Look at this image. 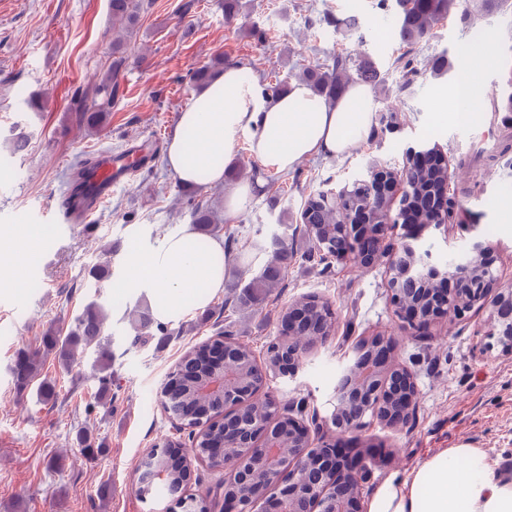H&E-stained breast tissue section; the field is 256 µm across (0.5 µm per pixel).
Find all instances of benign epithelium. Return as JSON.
<instances>
[{
  "label": "benign epithelium",
  "mask_w": 512,
  "mask_h": 512,
  "mask_svg": "<svg viewBox=\"0 0 512 512\" xmlns=\"http://www.w3.org/2000/svg\"><path fill=\"white\" fill-rule=\"evenodd\" d=\"M369 186L367 205L346 212L345 221L338 229L347 230L348 246L336 254L339 260H352L369 265L377 260L383 249L384 237L393 227L389 207L397 197L408 195L404 170L392 171L372 165L366 176L345 184L341 193L351 185ZM460 203L454 196L442 198L441 208L435 210L436 223L454 220ZM388 263L387 288L390 300L411 321L421 325L433 321H454L476 310L488 311V319L497 328L502 350L512 354V281L504 283L498 276L494 248L480 236H474L464 252L457 254L448 266L434 262L431 253L421 249L418 237H402L392 248ZM407 280L416 285L413 294L405 295L399 283ZM305 336L312 346L324 341L322 333L314 330L309 314L302 306L288 309V354L264 371L263 379L272 374H297L300 366L299 347L292 340ZM232 339L224 338L213 346L199 351L200 356L213 364V375L208 390L224 396V404L239 403L246 394L238 382L225 379L224 353ZM396 340L377 335L352 348L340 369L332 399L333 409L328 428L339 436L352 434L364 427L367 414L396 425L406 422L415 410L418 394L413 375L396 362ZM253 398L266 402L276 418L292 422L288 428V455L278 448L279 437L271 435V427L264 423L249 428L242 420L224 422L220 440L207 449L202 462L213 469L226 471L236 477L239 486L251 484L256 469L266 471L275 494L252 497L246 494L224 495L225 512H253L262 504L261 512H322L325 488L307 475L303 462H314L319 477L334 483L336 512H364L362 486L365 467H351L334 445L315 440L311 426L294 414L304 412V406L282 404L259 388ZM172 445L148 450L136 470L140 486L155 483V459L159 453H168Z\"/></svg>",
  "instance_id": "benign-epithelium-1"
}]
</instances>
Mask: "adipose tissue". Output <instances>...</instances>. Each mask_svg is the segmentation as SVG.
<instances>
[{
	"label": "adipose tissue",
	"mask_w": 512,
	"mask_h": 512,
	"mask_svg": "<svg viewBox=\"0 0 512 512\" xmlns=\"http://www.w3.org/2000/svg\"><path fill=\"white\" fill-rule=\"evenodd\" d=\"M373 124L369 89L351 86L337 101L316 95L302 82L271 99L257 83L243 82L238 66L224 68L181 112L169 141L166 163L183 183H223L238 135L252 152L279 171L303 158L347 152ZM45 224H27L0 240V270L18 271L48 239ZM195 225L183 224L150 249L131 252L129 286L146 294L154 317L177 321L185 303L208 307L223 292L229 256L220 239L197 246ZM365 512H512V473L486 452L466 444L439 449L408 472L384 480L365 503Z\"/></svg>",
	"instance_id": "1"
}]
</instances>
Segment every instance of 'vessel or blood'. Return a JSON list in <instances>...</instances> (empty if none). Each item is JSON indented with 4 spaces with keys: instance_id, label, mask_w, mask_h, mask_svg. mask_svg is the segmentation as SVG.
<instances>
[{
    "instance_id": "b4317fda",
    "label": "vessel or blood",
    "mask_w": 512,
    "mask_h": 512,
    "mask_svg": "<svg viewBox=\"0 0 512 512\" xmlns=\"http://www.w3.org/2000/svg\"><path fill=\"white\" fill-rule=\"evenodd\" d=\"M144 147L111 153L101 152L84 171L78 186L70 188L57 209L61 224H82L112 195L113 189L127 183L143 169Z\"/></svg>"
}]
</instances>
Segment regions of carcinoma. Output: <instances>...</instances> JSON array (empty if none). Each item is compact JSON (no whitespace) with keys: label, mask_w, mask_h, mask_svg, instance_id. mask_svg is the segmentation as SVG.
Masks as SVG:
<instances>
[{"label":"carcinoma","mask_w":512,"mask_h":512,"mask_svg":"<svg viewBox=\"0 0 512 512\" xmlns=\"http://www.w3.org/2000/svg\"><path fill=\"white\" fill-rule=\"evenodd\" d=\"M502 4L503 0H394L397 35L401 43L411 47L426 39L435 26L455 9L464 15L471 12L489 14ZM148 6L149 0H110L112 61L100 82L92 90L82 92L78 99L77 122L89 134L98 133L111 118L119 81L127 65L128 40L136 34ZM223 65L224 59L217 57L199 66L192 74L193 82L198 86L210 82ZM295 79L306 83L314 93L328 100L339 97L346 85L354 79L373 88L381 82L378 70L370 62L343 53L334 56L330 64L303 67ZM405 177L416 198L425 193L426 189L439 187L448 180V165L440 163L434 168H427L414 164L407 170ZM341 212L336 201L326 202L322 194H311L304 201L300 220L304 224L334 226L340 223ZM189 215L191 222L208 238L218 236L224 229V220L203 199L193 201ZM344 240L345 237L340 234L330 237L325 245L317 246L321 253L315 254V257L320 261L328 259L344 249ZM261 253L264 258L259 263L258 271L241 284L244 291L240 301L245 304L259 305L270 297L279 288L288 261L294 258V250L289 247L288 239L278 235L272 236L270 246L262 249ZM300 305L313 313L319 330L327 334L333 331V319L329 314L317 310L309 300L300 302ZM106 320L105 311L92 304L76 318L67 334L50 329L42 336L39 346L19 351L12 365V377L17 390L24 392L36 381L40 400H55V383L48 379L37 381L43 358L53 354L68 368L90 348L96 354L95 366L103 373L102 386H107L112 376V350L104 337ZM225 370L237 374L248 383L259 379L254 352L245 343L232 349ZM210 373V363L188 350L182 353L167 375L171 402L176 415L190 428L189 442L192 447L191 452L181 457L172 453L157 465L163 477L156 481L154 488L174 497L184 493L194 463L221 436L220 417L224 414V401L198 388V383ZM270 419V410L265 405L252 403L247 407L243 421L252 423ZM77 441L88 458L105 451L103 444L96 442V437L86 431L77 435Z\"/></svg>","instance_id":"cac0c4a2"}]
</instances>
